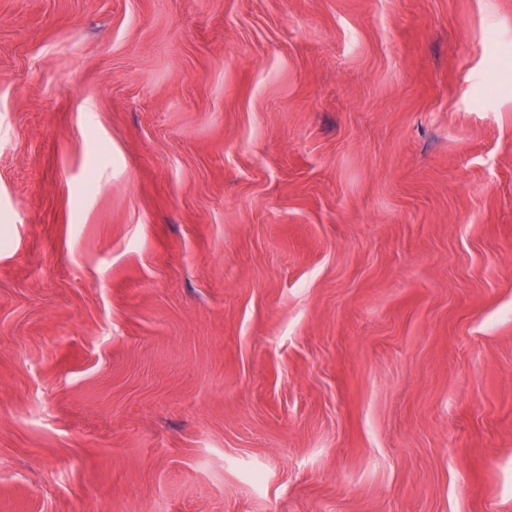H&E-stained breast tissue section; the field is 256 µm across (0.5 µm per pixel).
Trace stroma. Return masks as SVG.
<instances>
[{"label":"stroma","instance_id":"obj_1","mask_svg":"<svg viewBox=\"0 0 512 512\" xmlns=\"http://www.w3.org/2000/svg\"><path fill=\"white\" fill-rule=\"evenodd\" d=\"M0 512H512V0H0Z\"/></svg>","mask_w":512,"mask_h":512}]
</instances>
